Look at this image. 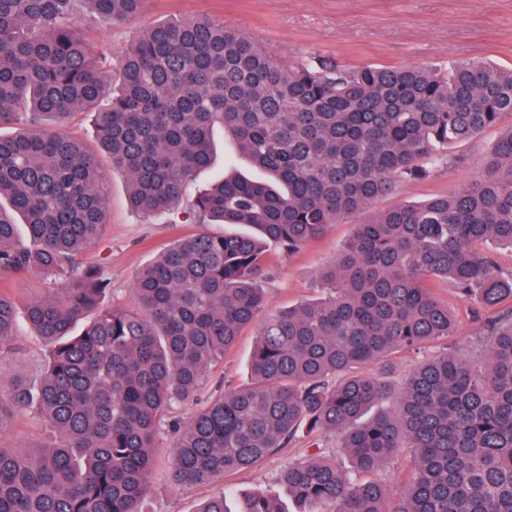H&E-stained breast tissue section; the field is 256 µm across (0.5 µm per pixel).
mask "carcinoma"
<instances>
[{
	"label": "carcinoma",
	"mask_w": 512,
	"mask_h": 512,
	"mask_svg": "<svg viewBox=\"0 0 512 512\" xmlns=\"http://www.w3.org/2000/svg\"><path fill=\"white\" fill-rule=\"evenodd\" d=\"M85 2L115 24L145 0ZM69 5L0 0V276L59 285L25 308L49 352L39 382L17 375L0 388V435L33 413L59 440L0 446V512H138L167 431V479L200 487L256 466L303 430L341 434L354 468L320 453L289 467L282 480L310 512H512V307L485 319L480 363L448 347L396 390L361 372L452 335L428 279L478 311L512 299V271L482 249L512 247V129L479 179L369 213L445 163L451 145L512 113V69L290 64L222 22L169 19L144 29L112 73L73 30ZM81 111L94 115V148L65 131ZM218 131L260 177L229 169L187 204L186 220L248 224L257 235L183 236L141 268L133 306L103 305L109 278L81 261L106 219L101 156L149 218L183 203L212 164ZM353 219V237L320 272L329 295L261 324L250 384L186 423L173 419L264 311L267 250L292 253ZM16 332V302L1 289L0 353ZM404 448L414 466L393 499L374 475ZM240 512L281 509L254 495Z\"/></svg>",
	"instance_id": "carcinoma-1"
}]
</instances>
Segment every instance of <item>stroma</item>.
<instances>
[{"label": "stroma", "instance_id": "stroma-1", "mask_svg": "<svg viewBox=\"0 0 512 512\" xmlns=\"http://www.w3.org/2000/svg\"><path fill=\"white\" fill-rule=\"evenodd\" d=\"M173 17L224 22L291 63L321 55L353 68L421 65L445 71L456 63L482 61L512 69V0H146L137 16L115 25L103 24L84 0H75L70 20L110 69L140 31ZM511 128L512 114H504L495 126L451 147L457 163L438 168L426 178L405 182L396 194L378 200L376 209L418 203L473 181L481 173L483 157ZM105 194L107 218L101 237L83 259L104 266L111 299L128 304L139 269L170 242L198 232L199 227L172 212L143 217L130 205L121 176H107ZM353 232V224H332L323 236L294 253L272 251L263 280L268 311L324 297L318 273L333 262ZM431 288L454 318L456 330L451 341L460 355L483 359L485 345L472 305L461 300L446 282L432 281ZM258 332V324L248 326L225 354L223 363L206 373L199 399L248 383L249 360ZM14 347L12 354L0 357V384L4 386L17 372L40 377L48 358L46 346L24 322L19 325ZM53 438L40 419L25 414L0 443L25 450ZM341 443L340 434L335 432L316 440L302 433L256 468L196 489L175 486L163 473L153 474L139 504L140 512H199L205 500L220 494L230 512H236L240 501L252 494L275 499L282 512H302V504L282 483V473L290 464L304 460L317 444L341 470H351V460Z\"/></svg>", "mask_w": 512, "mask_h": 512}]
</instances>
